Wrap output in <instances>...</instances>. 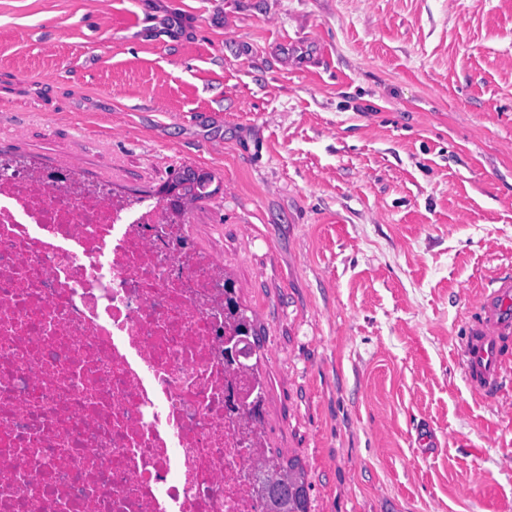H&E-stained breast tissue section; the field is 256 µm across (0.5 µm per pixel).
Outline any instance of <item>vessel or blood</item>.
I'll list each match as a JSON object with an SVG mask.
<instances>
[{"label": "vessel or blood", "mask_w": 512, "mask_h": 512, "mask_svg": "<svg viewBox=\"0 0 512 512\" xmlns=\"http://www.w3.org/2000/svg\"><path fill=\"white\" fill-rule=\"evenodd\" d=\"M477 317L469 325L463 344L464 373L472 388L498 393L512 358V275L494 278L476 302Z\"/></svg>", "instance_id": "b4317fda"}]
</instances>
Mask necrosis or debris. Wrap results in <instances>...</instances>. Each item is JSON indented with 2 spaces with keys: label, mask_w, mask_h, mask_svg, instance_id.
Segmentation results:
<instances>
[{
  "label": "necrosis or debris",
  "mask_w": 512,
  "mask_h": 512,
  "mask_svg": "<svg viewBox=\"0 0 512 512\" xmlns=\"http://www.w3.org/2000/svg\"><path fill=\"white\" fill-rule=\"evenodd\" d=\"M158 204L0 179V512H266L224 270Z\"/></svg>",
  "instance_id": "necrosis-or-debris-1"
}]
</instances>
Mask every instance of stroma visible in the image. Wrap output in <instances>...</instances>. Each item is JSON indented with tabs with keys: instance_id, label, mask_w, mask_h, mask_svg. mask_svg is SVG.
Returning a JSON list of instances; mask_svg holds the SVG:
<instances>
[{
	"instance_id": "1",
	"label": "stroma",
	"mask_w": 512,
	"mask_h": 512,
	"mask_svg": "<svg viewBox=\"0 0 512 512\" xmlns=\"http://www.w3.org/2000/svg\"><path fill=\"white\" fill-rule=\"evenodd\" d=\"M0 155L180 201L309 512H512L460 344L512 272V0H0Z\"/></svg>"
}]
</instances>
